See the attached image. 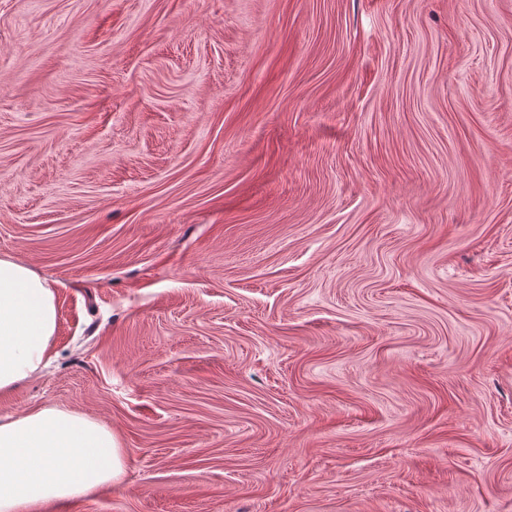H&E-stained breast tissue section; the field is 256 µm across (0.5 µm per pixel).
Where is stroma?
I'll use <instances>...</instances> for the list:
<instances>
[{
  "label": "stroma",
  "mask_w": 512,
  "mask_h": 512,
  "mask_svg": "<svg viewBox=\"0 0 512 512\" xmlns=\"http://www.w3.org/2000/svg\"><path fill=\"white\" fill-rule=\"evenodd\" d=\"M0 255L41 512H512V0H0ZM57 303L46 280L24 263L0 256V395L37 376L50 362ZM123 476L124 449L97 421L57 407L0 416V512L91 496Z\"/></svg>",
  "instance_id": "obj_1"
}]
</instances>
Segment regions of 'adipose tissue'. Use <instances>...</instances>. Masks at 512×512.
Segmentation results:
<instances>
[{
    "mask_svg": "<svg viewBox=\"0 0 512 512\" xmlns=\"http://www.w3.org/2000/svg\"><path fill=\"white\" fill-rule=\"evenodd\" d=\"M57 303L46 280L0 256V395L50 362ZM124 450L112 430L80 414L41 407L0 416V512H35L121 482Z\"/></svg>",
    "mask_w": 512,
    "mask_h": 512,
    "instance_id": "ef3b65f1",
    "label": "adipose tissue"
}]
</instances>
